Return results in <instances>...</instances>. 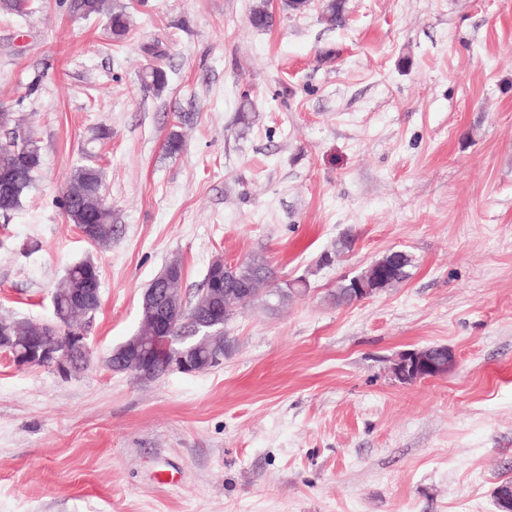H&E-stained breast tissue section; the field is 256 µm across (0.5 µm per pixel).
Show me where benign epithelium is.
Segmentation results:
<instances>
[{
    "label": "benign epithelium",
    "instance_id": "benign-epithelium-1",
    "mask_svg": "<svg viewBox=\"0 0 512 512\" xmlns=\"http://www.w3.org/2000/svg\"><path fill=\"white\" fill-rule=\"evenodd\" d=\"M183 281L182 265H166L145 289L140 304L139 331L115 348L104 363L115 373H127L141 380H151L157 373L156 359L164 362L166 372L199 373L220 366L224 361V318L215 308L221 295V281L209 279L202 289L194 314L186 309L183 291L176 287ZM350 292L360 302L377 294L361 276L350 278ZM98 290H89L77 304L87 311L81 325L65 328L66 345H47L42 336H32L20 322L0 321V354L22 365L43 363L61 376H70L85 367L83 356L89 354L87 339L92 312L100 306ZM192 320L193 336H172L171 330ZM458 363L453 349L448 358H436L425 348L410 349L394 361L392 372L404 383L446 376Z\"/></svg>",
    "mask_w": 512,
    "mask_h": 512
}]
</instances>
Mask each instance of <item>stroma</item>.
<instances>
[{
	"instance_id": "stroma-1",
	"label": "stroma",
	"mask_w": 512,
	"mask_h": 512,
	"mask_svg": "<svg viewBox=\"0 0 512 512\" xmlns=\"http://www.w3.org/2000/svg\"><path fill=\"white\" fill-rule=\"evenodd\" d=\"M0 18V108L42 166L0 216V315L53 316L93 262L91 365L70 378L0 356V512H497L512 479V0H107ZM265 4L274 24L250 22ZM160 66L163 88L141 80ZM183 139L170 155V133ZM96 166L112 239L60 200ZM351 236L349 252L320 257ZM391 250L398 287L348 306L338 283ZM262 255L307 289L225 328L221 367L142 381L103 358L139 328L170 261L195 301L215 256ZM446 377L399 382L407 349ZM67 8L71 15L79 18L106 14L112 36L116 39L122 38L127 32V15L122 11L107 10L105 0H68ZM458 363L455 351L448 347V358H435L427 349H410L394 361L392 372L404 383L435 379L446 376Z\"/></svg>"
}]
</instances>
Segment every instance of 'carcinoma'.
Wrapping results in <instances>:
<instances>
[{
  "label": "carcinoma",
  "instance_id": "cac0c4a2",
  "mask_svg": "<svg viewBox=\"0 0 512 512\" xmlns=\"http://www.w3.org/2000/svg\"><path fill=\"white\" fill-rule=\"evenodd\" d=\"M68 11L79 18L105 14L108 16L112 36L122 38L128 29L127 15L122 11L112 12L106 9L105 0H68ZM31 0H0V12L22 16L29 13ZM324 11L327 21L332 25L342 23L344 0H326ZM42 163L41 148L34 137L24 131H11L0 137V170L10 169L16 173L14 192L0 196V215L6 217L21 204L23 197L31 189L36 172ZM102 181L99 171L91 165L79 166L72 176L71 188L64 194L62 206L68 220L83 230L96 243L106 245L112 236V212L100 202ZM261 273L267 291L256 292L249 300H244L238 285ZM100 286L97 267L90 261L74 264L56 285L52 299L57 313L61 314L59 325L68 326L79 316V311L71 307L75 294L86 283ZM227 291L224 292L222 312L236 315L240 310L254 305L263 296H285L281 292L277 271L261 255H253L243 262L235 278L224 280Z\"/></svg>",
  "mask_w": 512,
  "mask_h": 512
}]
</instances>
